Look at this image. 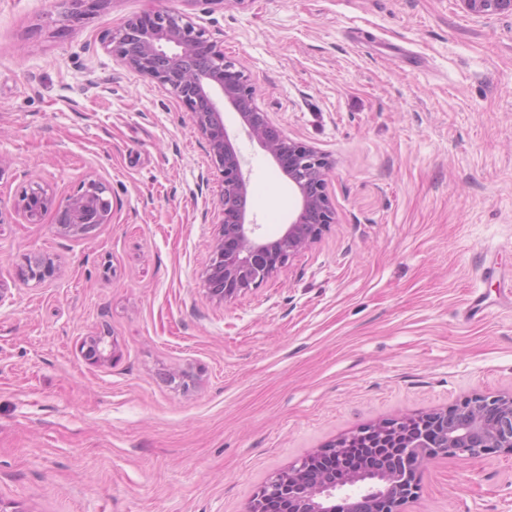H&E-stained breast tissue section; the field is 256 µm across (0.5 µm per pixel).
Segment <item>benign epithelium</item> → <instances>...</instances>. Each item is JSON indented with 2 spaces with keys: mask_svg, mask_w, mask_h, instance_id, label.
<instances>
[{
  "mask_svg": "<svg viewBox=\"0 0 512 512\" xmlns=\"http://www.w3.org/2000/svg\"><path fill=\"white\" fill-rule=\"evenodd\" d=\"M62 20L76 22L110 0H59ZM476 16L512 13V0H461ZM113 58L143 78L156 82L189 110L195 130L205 141L222 182V219L203 288L219 302L257 288L297 253L317 242L334 223L335 212L326 192L331 162L312 145L288 137L255 102L250 75L224 56L207 31L170 10H150L131 17L105 36ZM239 115L254 139L288 177L300 203L291 222L276 236L260 232L247 220L248 183L243 161L224 124V104ZM17 210L28 223L55 212L58 232L84 235L106 224L112 212L111 189L91 178L80 190L57 198L35 181L21 196ZM56 274L54 259L28 254L17 272L20 281L45 282ZM86 360L112 364L107 335L84 337ZM371 455L359 470L349 469L341 449L344 438L288 469L262 486L248 512H397L418 492L415 471L440 456L463 459L498 454L512 457V392L476 395L459 405L421 416L419 429L404 430V421L390 420L370 427Z\"/></svg>",
  "mask_w": 512,
  "mask_h": 512,
  "instance_id": "7a95c632",
  "label": "benign epithelium"
}]
</instances>
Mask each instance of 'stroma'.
<instances>
[{
	"label": "stroma",
	"mask_w": 512,
	"mask_h": 512,
	"mask_svg": "<svg viewBox=\"0 0 512 512\" xmlns=\"http://www.w3.org/2000/svg\"><path fill=\"white\" fill-rule=\"evenodd\" d=\"M180 12L256 104L333 163L336 222L260 287L200 275L221 181L184 104L105 34ZM250 220L298 199L241 125ZM112 220L24 223L28 184L86 178ZM55 257L23 283L25 255ZM512 13L461 0H0V505L6 512H247L276 472L375 423L512 391ZM108 332L112 363L84 337ZM399 512H512V457H441ZM64 10L60 13L63 21H78L89 11H98L110 0H59ZM464 8L476 16H487L501 12L512 13V0H461ZM18 272L17 277L23 283L35 281L36 283L45 282L53 278L56 274V265L54 259L39 252L28 254ZM107 334H96L84 337L82 352L86 360L99 366H107L112 363V341H108Z\"/></svg>",
	"instance_id": "obj_1"
}]
</instances>
